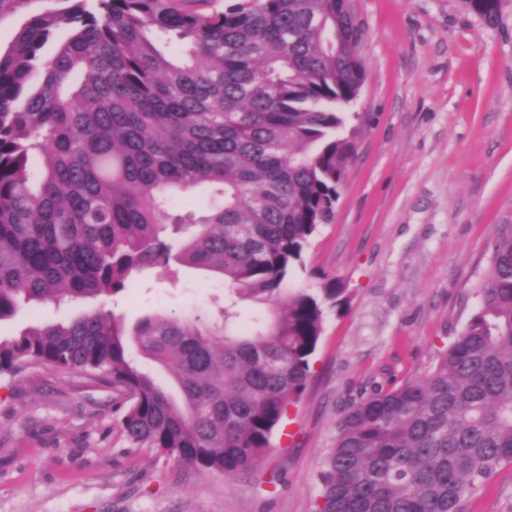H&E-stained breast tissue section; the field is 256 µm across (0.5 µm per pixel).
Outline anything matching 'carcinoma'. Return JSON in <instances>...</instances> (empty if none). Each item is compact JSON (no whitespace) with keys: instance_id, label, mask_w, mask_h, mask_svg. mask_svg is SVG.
<instances>
[{"instance_id":"carcinoma-1","label":"carcinoma","mask_w":512,"mask_h":512,"mask_svg":"<svg viewBox=\"0 0 512 512\" xmlns=\"http://www.w3.org/2000/svg\"><path fill=\"white\" fill-rule=\"evenodd\" d=\"M207 2L0 0V24L20 21L0 48V322L114 296L172 259L224 282L217 318L128 331L96 309L0 338V375L80 374L112 393L126 447L233 476L259 467L306 390L342 293L287 282L334 218L353 152L339 130L366 72L351 0ZM461 3L500 20L503 0ZM208 185L206 213L177 212ZM478 294L424 371L346 410L315 512H461L512 465V225ZM244 304L258 314L239 328Z\"/></svg>"}]
</instances>
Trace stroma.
I'll list each match as a JSON object with an SVG mask.
<instances>
[{
    "instance_id": "1",
    "label": "stroma",
    "mask_w": 512,
    "mask_h": 512,
    "mask_svg": "<svg viewBox=\"0 0 512 512\" xmlns=\"http://www.w3.org/2000/svg\"><path fill=\"white\" fill-rule=\"evenodd\" d=\"M365 81L347 113L353 143L336 215L290 285L325 305L309 385L274 430L260 467L226 477L127 448L111 394L81 375L0 376V512H313L347 407L423 371L479 302L489 256L512 225V0L498 26L459 0H352ZM224 285L184 268L133 275L113 298L22 308L10 337L101 308L125 326L197 315ZM462 512H512V465Z\"/></svg>"
}]
</instances>
